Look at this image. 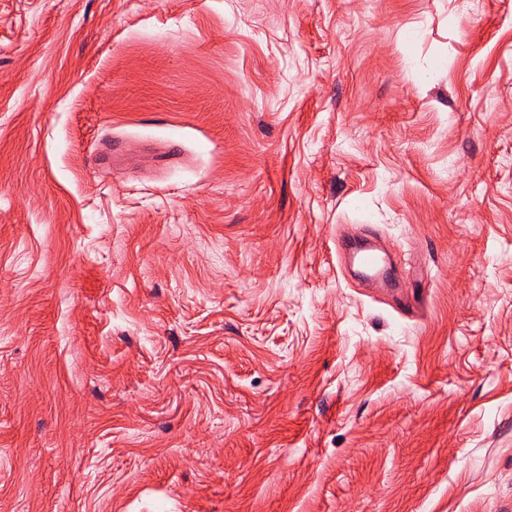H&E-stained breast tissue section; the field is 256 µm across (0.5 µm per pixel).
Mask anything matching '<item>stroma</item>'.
Segmentation results:
<instances>
[{
	"label": "stroma",
	"instance_id": "obj_1",
	"mask_svg": "<svg viewBox=\"0 0 512 512\" xmlns=\"http://www.w3.org/2000/svg\"><path fill=\"white\" fill-rule=\"evenodd\" d=\"M0 512H512V0H0ZM337 251L345 257L351 269L361 276L378 277L383 274V266L388 257L376 252L370 247L353 246L342 236L337 243Z\"/></svg>",
	"mask_w": 512,
	"mask_h": 512
}]
</instances>
